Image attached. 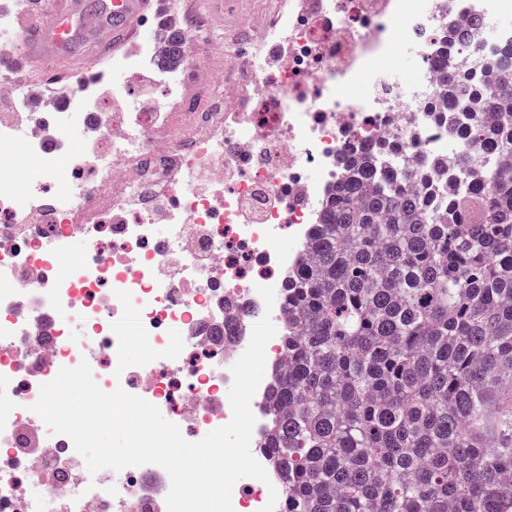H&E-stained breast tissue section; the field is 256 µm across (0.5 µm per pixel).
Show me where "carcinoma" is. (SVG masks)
<instances>
[{"label":"carcinoma","mask_w":512,"mask_h":512,"mask_svg":"<svg viewBox=\"0 0 512 512\" xmlns=\"http://www.w3.org/2000/svg\"><path fill=\"white\" fill-rule=\"evenodd\" d=\"M469 106L465 184L439 202L349 149L282 296L260 444L284 512H512V43L495 69L440 55Z\"/></svg>","instance_id":"carcinoma-1"}]
</instances>
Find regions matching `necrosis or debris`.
Segmentation results:
<instances>
[{
  "label": "necrosis or debris",
  "mask_w": 512,
  "mask_h": 512,
  "mask_svg": "<svg viewBox=\"0 0 512 512\" xmlns=\"http://www.w3.org/2000/svg\"><path fill=\"white\" fill-rule=\"evenodd\" d=\"M507 12L512 0H288L236 22L244 57L177 65L157 34L106 91L67 94L85 138L62 193L41 179L14 190L5 146L24 140L47 172L63 137L53 113L0 81L13 105L0 113V512H168L162 467L88 471L31 412L41 384L85 360L103 391L155 405L188 441L226 425L231 365L263 314L281 322L256 287L282 290L343 152L444 158L427 192L459 183L465 147L434 115L433 60L489 65L512 41ZM409 52L421 61L411 78L392 62ZM146 80L161 100L143 98ZM76 238L81 253L57 275ZM128 323L147 348L135 367Z\"/></svg>",
  "instance_id": "obj_1"
}]
</instances>
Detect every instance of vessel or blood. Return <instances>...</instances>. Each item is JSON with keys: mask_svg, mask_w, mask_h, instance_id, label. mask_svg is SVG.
<instances>
[{"mask_svg": "<svg viewBox=\"0 0 512 512\" xmlns=\"http://www.w3.org/2000/svg\"><path fill=\"white\" fill-rule=\"evenodd\" d=\"M49 20L40 25L21 21L18 38L0 45V68L23 71L34 60H83L87 55L107 58L119 46L136 36L149 20L176 26L167 0H103L94 9L84 0H53Z\"/></svg>", "mask_w": 512, "mask_h": 512, "instance_id": "1", "label": "vessel or blood"}]
</instances>
